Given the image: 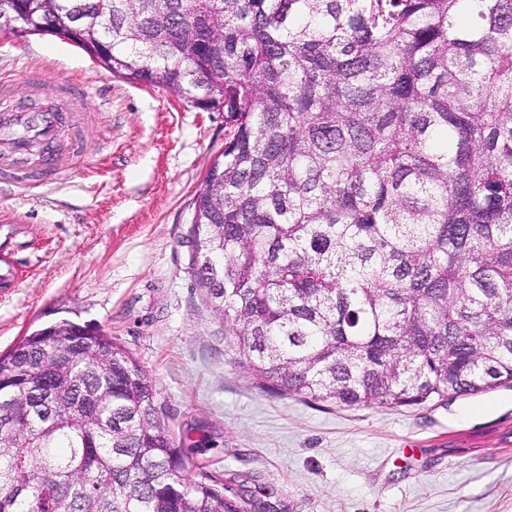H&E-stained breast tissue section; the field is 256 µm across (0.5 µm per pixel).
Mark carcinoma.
I'll list each match as a JSON object with an SVG mask.
<instances>
[{
  "label": "carcinoma",
  "instance_id": "cac0c4a2",
  "mask_svg": "<svg viewBox=\"0 0 512 512\" xmlns=\"http://www.w3.org/2000/svg\"><path fill=\"white\" fill-rule=\"evenodd\" d=\"M83 6L113 75L224 112L191 265L259 384L412 408L512 386V0H21ZM40 329L0 355V512H247L186 461L133 355Z\"/></svg>",
  "mask_w": 512,
  "mask_h": 512
}]
</instances>
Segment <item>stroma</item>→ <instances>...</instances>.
Segmentation results:
<instances>
[{
  "label": "stroma",
  "instance_id": "1",
  "mask_svg": "<svg viewBox=\"0 0 512 512\" xmlns=\"http://www.w3.org/2000/svg\"><path fill=\"white\" fill-rule=\"evenodd\" d=\"M34 68L46 86L30 94ZM84 82L103 121L73 171L40 188L0 183L22 231L16 288L0 291V353L63 320L140 362L188 456L250 512H512V388L403 409L310 404L263 391L190 270L193 198L224 151V114L113 76L71 41L0 31V109L59 105Z\"/></svg>",
  "mask_w": 512,
  "mask_h": 512
}]
</instances>
